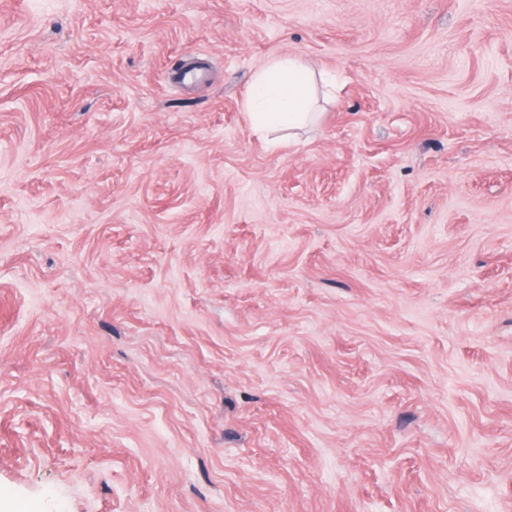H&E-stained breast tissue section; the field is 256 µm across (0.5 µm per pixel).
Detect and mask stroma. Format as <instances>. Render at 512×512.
I'll list each match as a JSON object with an SVG mask.
<instances>
[{
  "instance_id": "obj_1",
  "label": "stroma",
  "mask_w": 512,
  "mask_h": 512,
  "mask_svg": "<svg viewBox=\"0 0 512 512\" xmlns=\"http://www.w3.org/2000/svg\"><path fill=\"white\" fill-rule=\"evenodd\" d=\"M336 78L273 145L243 103ZM512 512V0H0V512ZM328 85L325 74L318 78L297 56L268 59L254 74L245 100V112L257 131L293 130L306 126L315 115L317 81Z\"/></svg>"
}]
</instances>
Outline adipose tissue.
<instances>
[{
  "mask_svg": "<svg viewBox=\"0 0 512 512\" xmlns=\"http://www.w3.org/2000/svg\"><path fill=\"white\" fill-rule=\"evenodd\" d=\"M317 73L296 56L268 59L254 74L245 111L257 131L293 130L315 115Z\"/></svg>",
  "mask_w": 512,
  "mask_h": 512,
  "instance_id": "1",
  "label": "adipose tissue"
}]
</instances>
